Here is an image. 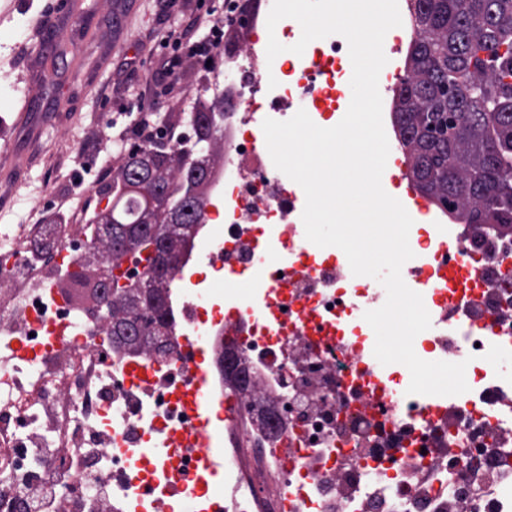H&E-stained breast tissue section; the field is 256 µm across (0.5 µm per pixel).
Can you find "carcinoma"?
Instances as JSON below:
<instances>
[{
  "label": "carcinoma",
  "mask_w": 512,
  "mask_h": 512,
  "mask_svg": "<svg viewBox=\"0 0 512 512\" xmlns=\"http://www.w3.org/2000/svg\"><path fill=\"white\" fill-rule=\"evenodd\" d=\"M417 36L408 48L406 74L396 89L394 118L402 146L412 157L410 179L438 206L455 211L466 224H498L512 231V0H411ZM204 112L186 123L193 140L160 135L134 145L112 171V230L148 237L150 224L166 222L162 201L150 205L130 176L139 158L151 160L153 180L169 205L198 192L187 181L191 165H210L219 130ZM85 253L101 266L128 256L152 267L143 248L117 250L86 237ZM133 320L143 336L156 323L153 308L137 304L118 288L112 293V320Z\"/></svg>",
  "instance_id": "1"
}]
</instances>
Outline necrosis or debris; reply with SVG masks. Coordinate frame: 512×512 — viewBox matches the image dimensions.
I'll return each instance as SVG.
<instances>
[{
  "mask_svg": "<svg viewBox=\"0 0 512 512\" xmlns=\"http://www.w3.org/2000/svg\"><path fill=\"white\" fill-rule=\"evenodd\" d=\"M257 11L234 24L224 75L207 88L231 106L220 123L224 151L210 170L205 211L192 249L195 278L174 276L169 305L176 336L205 335L215 393L233 402L215 431L224 475L213 488L184 487L177 501L209 512H512V232L449 218L409 236L414 253L402 278L431 318L414 351L426 361L467 362V392L411 395L400 363L374 356L366 311L386 293L352 274L338 247L307 240L298 202L273 164L262 123L302 107L314 123L342 120L348 78L343 36L289 54L268 76L250 40ZM36 225L0 235V281L14 296L0 304V512H12L18 485L52 477L43 512H159L166 474L141 467L144 450L170 465L178 434L193 420L185 406L184 345L160 358L109 345L91 318L44 347L46 330L67 324L65 302L46 283L65 269L24 256ZM464 275L448 281L446 263ZM224 275L223 298L200 299ZM399 402L378 411L375 385Z\"/></svg>",
  "mask_w": 512,
  "mask_h": 512,
  "instance_id": "necrosis-or-debris-1",
  "label": "necrosis or debris"
}]
</instances>
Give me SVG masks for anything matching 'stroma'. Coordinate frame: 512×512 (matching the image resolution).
<instances>
[{
	"instance_id": "obj_1",
	"label": "stroma",
	"mask_w": 512,
	"mask_h": 512,
	"mask_svg": "<svg viewBox=\"0 0 512 512\" xmlns=\"http://www.w3.org/2000/svg\"><path fill=\"white\" fill-rule=\"evenodd\" d=\"M55 0H0V228L10 229L28 212L42 224L69 223L84 197L100 199L105 171L119 167L134 132L133 116L154 113L179 122L205 75L183 62L171 80L173 93H147L170 48L164 37L188 22L208 30L225 17L224 0H72L50 35L37 18ZM65 44L66 55L55 52ZM132 117L117 118L115 94Z\"/></svg>"
}]
</instances>
